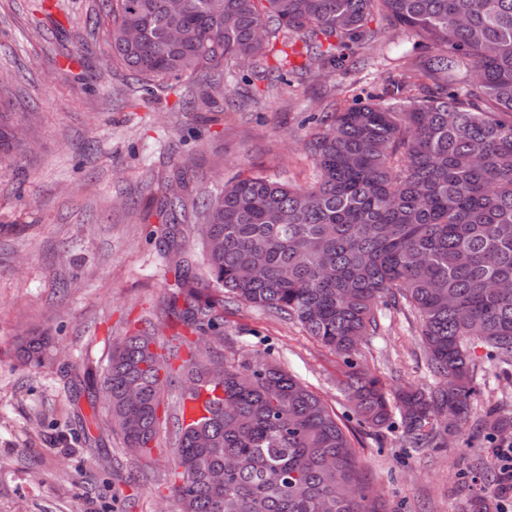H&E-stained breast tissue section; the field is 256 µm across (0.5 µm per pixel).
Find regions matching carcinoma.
Wrapping results in <instances>:
<instances>
[{
    "label": "carcinoma",
    "mask_w": 512,
    "mask_h": 512,
    "mask_svg": "<svg viewBox=\"0 0 512 512\" xmlns=\"http://www.w3.org/2000/svg\"><path fill=\"white\" fill-rule=\"evenodd\" d=\"M112 59L146 91L229 61L285 91L290 57L302 69L337 72L345 50L369 49L370 16L414 37L415 80H390L378 99L329 112L305 141L318 180L296 187L260 173L236 176L201 199L165 183L161 205L200 221L208 285L240 303L297 321L348 368L344 391L359 425L374 431L399 413L412 448L436 442L439 419L454 434L471 419L475 363L512 361V0H105ZM262 34H257L258 29ZM177 31L180 41L167 35ZM302 51H297V42ZM277 60L271 78L267 58ZM174 270L163 310L204 335L219 329L184 248L165 246ZM403 305L437 386L388 391L356 361L377 330V304ZM50 336H27L18 358L35 366ZM188 383L174 415L171 476L178 512H376L363 465L341 417L297 376L261 351L224 367L222 396L184 424V400L201 398L208 366L221 359L177 333L150 329L112 343L99 389L112 394L94 418L146 458L160 446L157 409L172 382ZM142 397L126 401L129 390ZM477 426L512 435V415L488 409ZM190 463L185 472L178 465ZM224 474L217 482L214 474Z\"/></svg>",
    "instance_id": "carcinoma-1"
}]
</instances>
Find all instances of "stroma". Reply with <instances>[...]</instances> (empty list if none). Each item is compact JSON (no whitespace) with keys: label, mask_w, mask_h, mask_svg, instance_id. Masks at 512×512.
Returning a JSON list of instances; mask_svg holds the SVG:
<instances>
[{"label":"stroma","mask_w":512,"mask_h":512,"mask_svg":"<svg viewBox=\"0 0 512 512\" xmlns=\"http://www.w3.org/2000/svg\"><path fill=\"white\" fill-rule=\"evenodd\" d=\"M101 0H0V111L23 131L0 153V512H174L167 440L151 458L126 453L92 424L94 386L108 340L161 325L174 273L162 257L161 224L185 237L198 281L202 245L192 215H160L157 188L183 175L189 194L259 172L307 186L318 171L303 141L311 117L364 102L396 76L413 42L381 17L374 51L343 72L294 74L287 93L263 104L209 106L202 80L146 92L108 63L111 24ZM97 16L95 28L86 19ZM212 345L228 365L267 352L356 431L354 446L379 512H470L481 492L472 471L495 468L496 440L463 428L442 447H408L400 423L357 428L335 355L291 320L233 300L218 304ZM363 339V367L389 387L429 388L413 316L379 306ZM47 333L55 358L40 367L15 357L19 337ZM473 415L512 413V365L495 370L472 344Z\"/></svg>","instance_id":"35a3bbf8"}]
</instances>
